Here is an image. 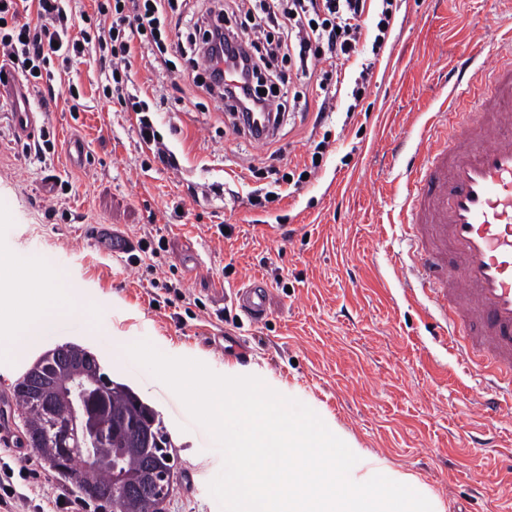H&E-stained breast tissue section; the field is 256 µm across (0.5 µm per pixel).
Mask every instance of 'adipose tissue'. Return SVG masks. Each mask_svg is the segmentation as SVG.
<instances>
[{
  "label": "adipose tissue",
  "mask_w": 512,
  "mask_h": 512,
  "mask_svg": "<svg viewBox=\"0 0 512 512\" xmlns=\"http://www.w3.org/2000/svg\"><path fill=\"white\" fill-rule=\"evenodd\" d=\"M0 299L21 311L20 318L0 320V342L5 344L53 335L58 320L77 313L46 268L34 277L0 276Z\"/></svg>",
  "instance_id": "1"
}]
</instances>
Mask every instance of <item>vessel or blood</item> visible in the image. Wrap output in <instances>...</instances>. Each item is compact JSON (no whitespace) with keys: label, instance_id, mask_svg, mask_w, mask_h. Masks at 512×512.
Wrapping results in <instances>:
<instances>
[{"label":"vessel or blood","instance_id":"1","mask_svg":"<svg viewBox=\"0 0 512 512\" xmlns=\"http://www.w3.org/2000/svg\"><path fill=\"white\" fill-rule=\"evenodd\" d=\"M473 62L459 55L448 71L441 108L453 118L450 141L433 142L411 166L408 239L421 262L410 272L445 320L449 353L496 390L474 413L498 421L512 416V54L487 61L489 94L478 90ZM467 112L480 113V122H461ZM91 235L114 256L134 248L109 224ZM269 293L260 282L239 291L251 322L265 318Z\"/></svg>","mask_w":512,"mask_h":512}]
</instances>
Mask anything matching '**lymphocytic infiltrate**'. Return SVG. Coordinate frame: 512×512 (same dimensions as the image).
I'll return each mask as SVG.
<instances>
[{
  "label": "lymphocytic infiltrate",
  "instance_id": "obj_1",
  "mask_svg": "<svg viewBox=\"0 0 512 512\" xmlns=\"http://www.w3.org/2000/svg\"><path fill=\"white\" fill-rule=\"evenodd\" d=\"M95 10L79 11L73 0H0V63L25 79L40 81L53 62L69 68L95 55L101 63L105 98L130 102L137 112V133L156 158L175 165L173 152L160 148L148 116V104L130 89L137 47L154 45L160 55L176 51L184 61L177 77L217 102L221 111L272 113L281 125L290 110L286 70L308 71L321 63L318 112L333 99L332 86L362 34L360 20L368 0H237L239 21L221 0H208L184 43L171 46L165 29L174 0H94ZM27 15L17 24L19 15ZM242 48L241 84L224 88L219 78L202 73L201 61L224 52L230 43Z\"/></svg>",
  "mask_w": 512,
  "mask_h": 512
}]
</instances>
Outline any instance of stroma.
I'll return each instance as SVG.
<instances>
[{"label":"stroma","instance_id":"stroma-1","mask_svg":"<svg viewBox=\"0 0 512 512\" xmlns=\"http://www.w3.org/2000/svg\"><path fill=\"white\" fill-rule=\"evenodd\" d=\"M394 3L380 52L372 50L379 0L363 16L364 38L328 118L317 117L316 77L292 74L291 91L307 102L271 144L236 132L213 100L175 87L173 74L143 51L135 80L160 141L177 156L174 168L140 142L129 105L100 100L95 61L54 80L59 90L81 86L80 111L23 85L43 118L30 142L0 124V258L48 260L96 322L76 316L54 335L0 352V440L12 442L13 469L38 453L20 442L12 387L45 351L75 343L159 411L170 432L180 469L163 512H218L208 484L222 456L177 395L127 357L126 346L146 339L216 373L260 377L328 415L368 451L361 472L411 476L444 512H512V475L502 468L512 459V418L491 424L473 414L481 385L451 362L423 312L427 297L397 273L411 263L400 222L408 159L428 147L448 69L470 51L474 32L483 34V56L504 51L512 0ZM69 138L83 143L81 162L68 159ZM323 140V159L306 182L252 205L271 182L267 166L295 173ZM89 224L117 226L158 250L140 264L102 254L83 236ZM255 279L270 289L258 324L236 302ZM217 336L240 338L247 358L215 347Z\"/></svg>","mask_w":512,"mask_h":512}]
</instances>
